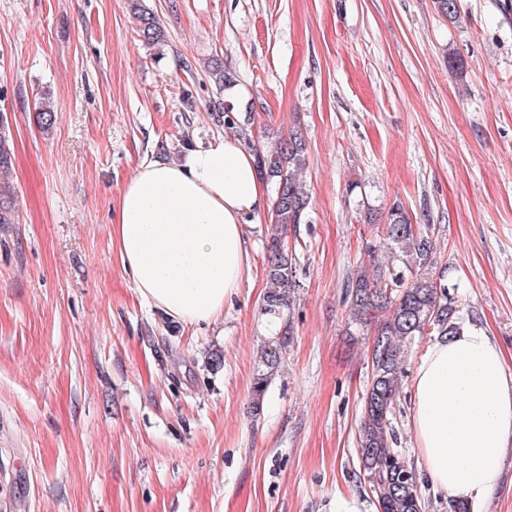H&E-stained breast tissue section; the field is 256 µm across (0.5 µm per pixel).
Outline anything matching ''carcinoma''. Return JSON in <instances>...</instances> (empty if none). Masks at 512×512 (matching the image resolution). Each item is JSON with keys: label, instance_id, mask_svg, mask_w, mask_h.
<instances>
[{"label": "carcinoma", "instance_id": "obj_1", "mask_svg": "<svg viewBox=\"0 0 512 512\" xmlns=\"http://www.w3.org/2000/svg\"><path fill=\"white\" fill-rule=\"evenodd\" d=\"M131 11L138 20L140 36L151 46L164 42L156 15L139 0H131ZM217 123L242 132L246 123L231 101L214 113ZM251 150L260 176L274 186L272 221L281 228L307 223L310 195L301 173L306 165V144L299 131L288 142L276 146L253 144ZM12 150L8 130L0 125V224L14 223L15 188L9 181ZM388 248L386 253H372L376 271L359 269L346 282L344 301L352 318L359 324L375 323V341L369 351L371 381L362 397L357 427V445L363 479L382 512H418L424 502L415 469L400 449L392 419L400 401L406 374L408 351L423 336L456 334V305L451 290L457 288L446 275L421 277L406 282L392 264L425 266L431 261L430 237L410 222L404 208L392 206L386 216ZM266 276L269 284L263 298V311L277 318L289 308L296 287L293 256L273 235ZM293 336L290 322L267 341L261 351V364L253 387L252 413L262 409V401L271 377L283 362V353Z\"/></svg>", "mask_w": 512, "mask_h": 512}]
</instances>
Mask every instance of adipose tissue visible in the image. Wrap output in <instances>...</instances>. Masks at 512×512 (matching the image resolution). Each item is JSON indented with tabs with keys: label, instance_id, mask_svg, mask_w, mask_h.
<instances>
[{
	"label": "adipose tissue",
	"instance_id": "obj_1",
	"mask_svg": "<svg viewBox=\"0 0 512 512\" xmlns=\"http://www.w3.org/2000/svg\"><path fill=\"white\" fill-rule=\"evenodd\" d=\"M266 188L238 141L141 164L125 184L112 235L138 297L188 325L213 323L249 274L244 224ZM411 427L437 489L479 501L504 481L512 444V373L488 331L440 336L416 361Z\"/></svg>",
	"mask_w": 512,
	"mask_h": 512
}]
</instances>
